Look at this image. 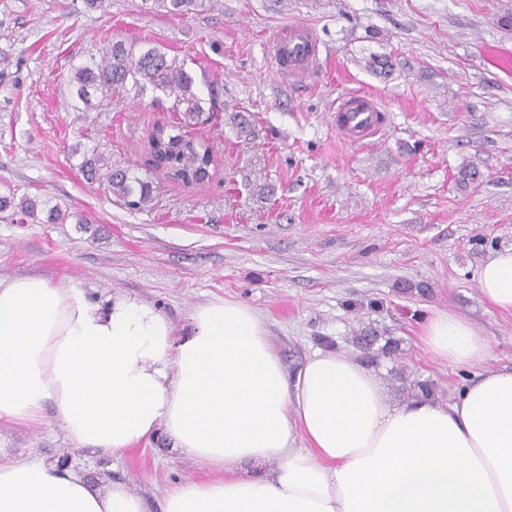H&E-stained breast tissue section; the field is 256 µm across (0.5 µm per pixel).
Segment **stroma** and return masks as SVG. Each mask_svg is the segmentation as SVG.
<instances>
[{
    "label": "stroma",
    "instance_id": "stroma-1",
    "mask_svg": "<svg viewBox=\"0 0 512 512\" xmlns=\"http://www.w3.org/2000/svg\"><path fill=\"white\" fill-rule=\"evenodd\" d=\"M508 16L512 0H197L182 15L153 0H0V196H37L65 215L20 224L0 213V274L66 280L99 302L136 297L183 328L199 304L235 300L264 318L288 373L332 348L384 368L393 401L425 382L448 402L471 373L420 343L432 311L475 322L486 367L512 369V316L478 288L481 266L512 247ZM292 23L315 30L321 61L283 78L267 44ZM120 39L193 78L203 113L184 131L214 151L208 182L146 164L147 131L184 115L178 94L130 86L75 111L74 66ZM352 91L376 97L381 135L337 129L336 100ZM86 151L101 159L93 181L79 169ZM468 164L479 177L464 183ZM127 167L152 182L148 205L112 193V169ZM366 330L397 351H363ZM32 456L126 485L150 512L172 486L215 476L161 432L115 459L77 447L51 417L0 422V461Z\"/></svg>",
    "mask_w": 512,
    "mask_h": 512
}]
</instances>
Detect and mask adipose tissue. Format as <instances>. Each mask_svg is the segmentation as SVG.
<instances>
[{
    "label": "adipose tissue",
    "mask_w": 512,
    "mask_h": 512,
    "mask_svg": "<svg viewBox=\"0 0 512 512\" xmlns=\"http://www.w3.org/2000/svg\"><path fill=\"white\" fill-rule=\"evenodd\" d=\"M478 287L512 315V248ZM420 340L474 372L448 403H393L333 349L288 376L261 315L234 300L200 304L180 334L137 298L0 275V421L49 411L79 447L115 456L165 430L219 476L171 487L164 512H512V372L482 370L488 344L455 312L430 314ZM0 512L146 510L122 485L33 457L0 462Z\"/></svg>",
    "instance_id": "obj_1"
}]
</instances>
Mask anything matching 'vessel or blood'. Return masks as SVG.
<instances>
[{
	"label": "vessel or blood",
	"instance_id": "1",
	"mask_svg": "<svg viewBox=\"0 0 512 512\" xmlns=\"http://www.w3.org/2000/svg\"><path fill=\"white\" fill-rule=\"evenodd\" d=\"M276 71L281 76H297L309 72L319 54V41L315 32L303 25H291L279 30L270 44ZM336 110L342 115V128L353 135H377L382 125L377 114L379 107L368 95L343 98Z\"/></svg>",
	"mask_w": 512,
	"mask_h": 512
}]
</instances>
